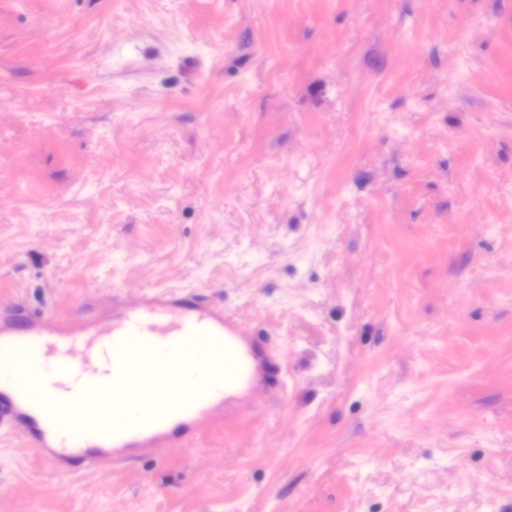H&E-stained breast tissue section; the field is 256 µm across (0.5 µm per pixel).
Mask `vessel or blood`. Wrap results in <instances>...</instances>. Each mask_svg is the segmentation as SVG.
<instances>
[{
	"label": "vessel or blood",
	"mask_w": 512,
	"mask_h": 512,
	"mask_svg": "<svg viewBox=\"0 0 512 512\" xmlns=\"http://www.w3.org/2000/svg\"><path fill=\"white\" fill-rule=\"evenodd\" d=\"M280 361L195 291L85 299L61 315L0 312V419L55 470L163 457L237 426L238 403L279 390Z\"/></svg>",
	"instance_id": "obj_1"
}]
</instances>
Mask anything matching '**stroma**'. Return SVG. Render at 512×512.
I'll use <instances>...</instances> for the list:
<instances>
[{"mask_svg": "<svg viewBox=\"0 0 512 512\" xmlns=\"http://www.w3.org/2000/svg\"><path fill=\"white\" fill-rule=\"evenodd\" d=\"M187 287L281 392L0 512H512V0H0V303Z\"/></svg>", "mask_w": 512, "mask_h": 512, "instance_id": "35a3bbf8", "label": "stroma"}]
</instances>
